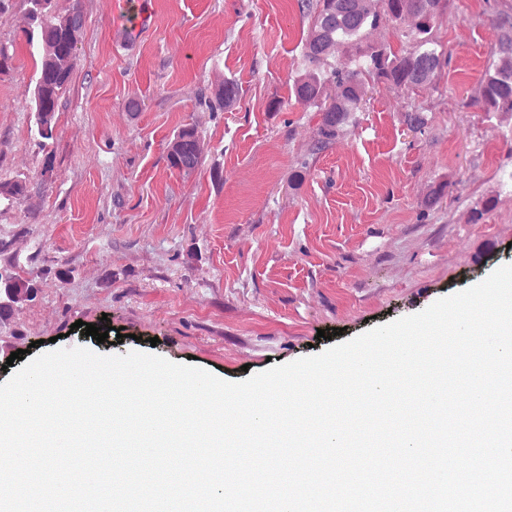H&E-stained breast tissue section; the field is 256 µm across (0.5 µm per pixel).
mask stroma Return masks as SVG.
Instances as JSON below:
<instances>
[{
  "label": "stroma",
  "instance_id": "stroma-1",
  "mask_svg": "<svg viewBox=\"0 0 512 512\" xmlns=\"http://www.w3.org/2000/svg\"><path fill=\"white\" fill-rule=\"evenodd\" d=\"M84 37L58 114L51 178L30 133L36 68L23 0L0 13L13 58L0 74V181L29 187L0 204V234L36 282L34 304L0 329V384L57 348L152 353L238 382L295 362L479 284L512 265V120L468 101L499 38L484 0H457L438 30L451 64L415 98L379 83L358 124L309 169L320 114L289 98L309 20L296 0H82ZM231 78L240 99L209 112L199 89ZM281 111H268L272 98ZM139 100L140 112L128 109ZM195 124L204 162L169 168L168 139ZM452 180L419 219L430 185ZM495 197L472 222L471 209ZM199 257L187 259L188 250ZM74 276L61 284L58 269ZM112 328L104 342L84 324ZM124 328L125 337L115 335ZM333 329L332 338L318 337ZM22 360L10 361L11 352Z\"/></svg>",
  "mask_w": 512,
  "mask_h": 512
}]
</instances>
